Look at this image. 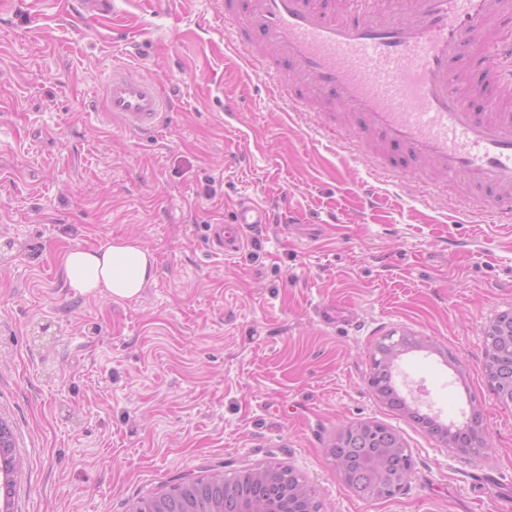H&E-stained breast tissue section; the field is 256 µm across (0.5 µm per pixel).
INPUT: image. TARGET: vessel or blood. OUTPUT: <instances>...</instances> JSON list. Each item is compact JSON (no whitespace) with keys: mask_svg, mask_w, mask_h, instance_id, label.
<instances>
[{"mask_svg":"<svg viewBox=\"0 0 512 512\" xmlns=\"http://www.w3.org/2000/svg\"><path fill=\"white\" fill-rule=\"evenodd\" d=\"M512 0H224L233 46L254 71H277L273 93L289 111L350 150L376 145L378 175L398 184L424 171L463 178L490 223L512 225V112H482L457 89L454 62L481 41L496 84L512 90V35L501 28ZM109 115L141 138L154 136L171 103L149 79L113 70ZM345 121L336 124L332 110ZM268 211L240 202L229 224L211 227L213 253L229 255Z\"/></svg>","mask_w":512,"mask_h":512,"instance_id":"b4317fda","label":"vessel or blood"}]
</instances>
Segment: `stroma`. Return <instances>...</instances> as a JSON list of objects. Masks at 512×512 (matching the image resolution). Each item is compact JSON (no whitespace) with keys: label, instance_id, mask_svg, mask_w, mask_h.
Listing matches in <instances>:
<instances>
[{"label":"stroma","instance_id":"obj_1","mask_svg":"<svg viewBox=\"0 0 512 512\" xmlns=\"http://www.w3.org/2000/svg\"><path fill=\"white\" fill-rule=\"evenodd\" d=\"M119 8L116 35L81 0L0 6V419L24 459L11 512H130L173 479L267 464L304 477L322 512H512V406L483 343L512 308V227L485 223L463 180L397 192L367 155L315 137L227 49L219 0ZM476 57L458 64L476 104L512 110ZM117 63L174 102L151 140L105 113ZM245 199L272 223L211 254V225ZM117 238L154 253V280L122 303L74 295L63 251ZM328 305L354 321L323 324ZM404 333L428 344L394 365L398 411L369 385V352ZM475 406L488 457L411 417L459 426ZM361 422L412 456L393 496L357 497L327 454Z\"/></svg>","mask_w":512,"mask_h":512}]
</instances>
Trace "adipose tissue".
Wrapping results in <instances>:
<instances>
[{"label": "adipose tissue", "instance_id": "adipose-tissue-1", "mask_svg": "<svg viewBox=\"0 0 512 512\" xmlns=\"http://www.w3.org/2000/svg\"><path fill=\"white\" fill-rule=\"evenodd\" d=\"M155 256L137 239L118 238L92 248H70L61 255L68 287L80 296L115 302L140 296L155 275Z\"/></svg>", "mask_w": 512, "mask_h": 512}]
</instances>
